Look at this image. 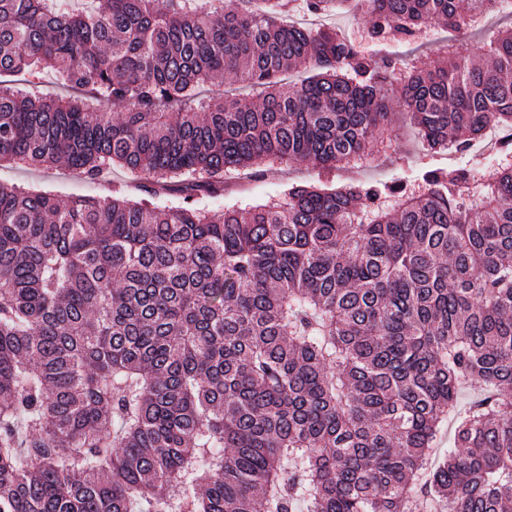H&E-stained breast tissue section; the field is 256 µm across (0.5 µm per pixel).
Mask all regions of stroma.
Returning a JSON list of instances; mask_svg holds the SVG:
<instances>
[{
  "mask_svg": "<svg viewBox=\"0 0 512 512\" xmlns=\"http://www.w3.org/2000/svg\"><path fill=\"white\" fill-rule=\"evenodd\" d=\"M294 7V12L287 18L288 23L307 28L336 29L374 60L391 62L394 76L398 79L403 76L404 61L422 52L437 57L445 55L452 47L459 55L481 57L485 30L512 26V13L503 9L490 13L485 23L456 33L450 42L445 39L446 29L438 23L429 24L417 41L412 43L377 42L369 37V18L363 11L341 10L333 15L317 17L305 12L302 0H296ZM389 106L392 110L391 121L378 136L379 150L373 161L364 167L353 171L336 168L321 171L308 163L291 161L281 164L278 170L264 174L229 171L224 175L226 191L223 197L197 198V207L203 210L223 207L244 209L283 199L288 188L294 185L316 184L334 189L356 182L401 183L407 190L415 191L419 188L423 170L472 163L467 155L430 150L421 141L409 117L403 115L398 97H391ZM134 180V175L119 168L112 169L101 180L90 181L62 166L37 170H25L9 164L0 166V184L49 191L64 199L87 196L104 200L111 197L113 188Z\"/></svg>",
  "mask_w": 512,
  "mask_h": 512,
  "instance_id": "1",
  "label": "stroma"
}]
</instances>
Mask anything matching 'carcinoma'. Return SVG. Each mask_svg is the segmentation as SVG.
I'll return each instance as SVG.
<instances>
[{
    "mask_svg": "<svg viewBox=\"0 0 512 512\" xmlns=\"http://www.w3.org/2000/svg\"><path fill=\"white\" fill-rule=\"evenodd\" d=\"M88 2L0 0V163L145 175L138 200L0 184V512H508L512 138L479 193L455 165L416 195L310 184L205 211L231 168L368 160L390 65L280 23L294 0ZM359 2L371 39L409 42L499 0ZM488 55L412 61L400 100L431 149L512 132V27ZM45 73L71 93L4 86ZM224 76L259 101L199 98Z\"/></svg>",
    "mask_w": 512,
    "mask_h": 512,
    "instance_id": "obj_1",
    "label": "carcinoma"
}]
</instances>
